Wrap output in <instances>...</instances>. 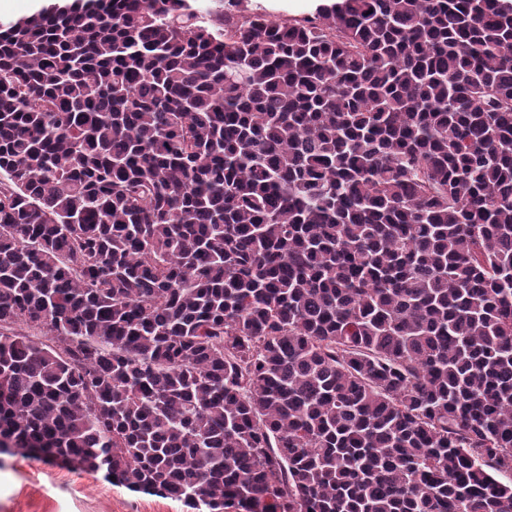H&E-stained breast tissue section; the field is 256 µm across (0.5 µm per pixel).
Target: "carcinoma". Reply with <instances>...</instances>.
Wrapping results in <instances>:
<instances>
[{"mask_svg":"<svg viewBox=\"0 0 512 512\" xmlns=\"http://www.w3.org/2000/svg\"><path fill=\"white\" fill-rule=\"evenodd\" d=\"M241 2L0 27V454L512 512V0ZM311 3L310 1L296 0H251L249 7L256 8L257 5H261L266 7L274 16L282 14L296 15L306 11Z\"/></svg>","mask_w":512,"mask_h":512,"instance_id":"obj_1","label":"carcinoma"}]
</instances>
